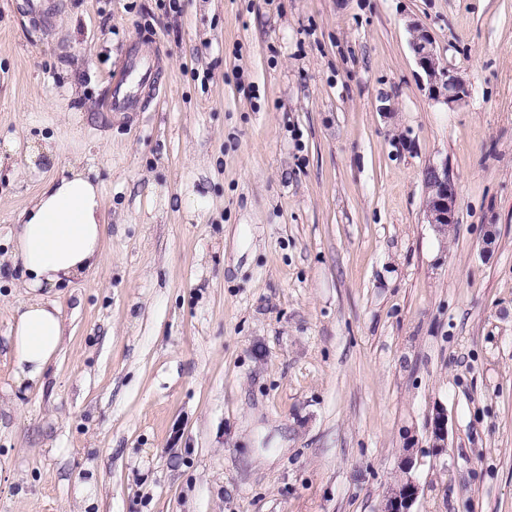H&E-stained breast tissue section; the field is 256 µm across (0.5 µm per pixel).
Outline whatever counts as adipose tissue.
<instances>
[{"label": "adipose tissue", "mask_w": 512, "mask_h": 512, "mask_svg": "<svg viewBox=\"0 0 512 512\" xmlns=\"http://www.w3.org/2000/svg\"><path fill=\"white\" fill-rule=\"evenodd\" d=\"M104 211L100 182L82 164L46 182L19 216L9 253L21 275L26 301L9 337L16 387L38 389L61 351L66 327L49 294L91 276L103 264Z\"/></svg>", "instance_id": "obj_1"}]
</instances>
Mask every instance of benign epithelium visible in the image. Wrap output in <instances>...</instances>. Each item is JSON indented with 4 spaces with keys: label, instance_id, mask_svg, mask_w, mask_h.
I'll return each mask as SVG.
<instances>
[{
    "label": "benign epithelium",
    "instance_id": "obj_1",
    "mask_svg": "<svg viewBox=\"0 0 512 512\" xmlns=\"http://www.w3.org/2000/svg\"><path fill=\"white\" fill-rule=\"evenodd\" d=\"M410 45L419 67L423 70L432 96L448 106H453L468 95L465 81L448 67L440 64L433 40L427 30L417 22L409 24ZM427 190L425 216L428 223L442 234L455 221L456 187L448 170V164L430 165L423 171ZM448 420L443 410L435 411L430 420L429 432L432 448L442 455L448 447ZM414 467L412 449H405L401 461V475L391 482L383 495L379 512H413L419 486L410 475Z\"/></svg>",
    "mask_w": 512,
    "mask_h": 512
}]
</instances>
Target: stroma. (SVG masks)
Returning a JSON list of instances; mask_svg holds the SVG:
<instances>
[{
  "label": "stroma",
  "mask_w": 512,
  "mask_h": 512,
  "mask_svg": "<svg viewBox=\"0 0 512 512\" xmlns=\"http://www.w3.org/2000/svg\"><path fill=\"white\" fill-rule=\"evenodd\" d=\"M50 2L0 0V257L78 160L106 258L52 293L68 338L30 393L0 266V512H377L408 448L415 512H512V0ZM133 53L154 83L107 111ZM410 45L419 67L423 70L432 96L447 106H453L468 95L465 81L440 64L433 40L427 30L417 22L409 24ZM427 190L425 216L439 233L447 234L455 221L456 187L447 164L429 165L423 171ZM448 420L443 409H437L430 420L429 432L432 438V448L436 455H442L448 447Z\"/></svg>",
  "instance_id": "1"
}]
</instances>
